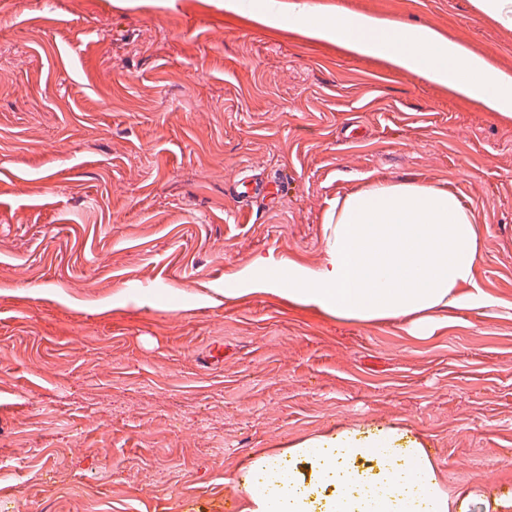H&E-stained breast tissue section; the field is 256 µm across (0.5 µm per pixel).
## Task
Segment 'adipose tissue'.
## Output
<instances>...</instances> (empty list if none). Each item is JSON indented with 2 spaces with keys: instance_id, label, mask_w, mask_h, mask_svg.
<instances>
[{
  "instance_id": "obj_1",
  "label": "adipose tissue",
  "mask_w": 512,
  "mask_h": 512,
  "mask_svg": "<svg viewBox=\"0 0 512 512\" xmlns=\"http://www.w3.org/2000/svg\"><path fill=\"white\" fill-rule=\"evenodd\" d=\"M287 20L304 36L381 59L481 108L512 117V74L432 27L367 14L317 12L291 0ZM332 231L316 268L270 267L246 276L228 296L265 288L341 319L369 322L463 305L485 307L456 290L472 277L478 242L471 214L450 192L417 184L372 183L336 201ZM238 484L244 512H469L471 494H451L425 448L394 426L319 435L283 450L249 455Z\"/></svg>"
}]
</instances>
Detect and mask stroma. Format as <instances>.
<instances>
[{
    "label": "stroma",
    "mask_w": 512,
    "mask_h": 512,
    "mask_svg": "<svg viewBox=\"0 0 512 512\" xmlns=\"http://www.w3.org/2000/svg\"><path fill=\"white\" fill-rule=\"evenodd\" d=\"M0 0V512H242L249 454L388 424L512 512V118L265 20L266 0ZM512 72L474 0H310ZM281 176L277 206L240 200ZM454 193L488 307L342 320L226 288L314 268L336 199ZM244 190L236 192L238 195L249 197L251 195H263L277 197L282 193L283 182L276 180H266L263 178H252L242 183Z\"/></svg>",
    "instance_id": "35a3bbf8"
}]
</instances>
